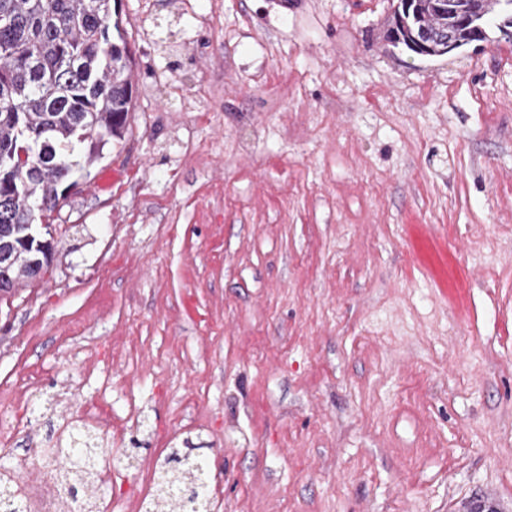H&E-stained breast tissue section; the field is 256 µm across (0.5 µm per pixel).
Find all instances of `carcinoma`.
Here are the masks:
<instances>
[{
	"label": "carcinoma",
	"mask_w": 512,
	"mask_h": 512,
	"mask_svg": "<svg viewBox=\"0 0 512 512\" xmlns=\"http://www.w3.org/2000/svg\"><path fill=\"white\" fill-rule=\"evenodd\" d=\"M438 0L400 4L387 40L429 57L446 54L442 38L464 46L477 29L437 7ZM112 0H0V296L33 286L51 272L50 231L37 221L53 212L59 188L93 166L110 140L123 137L132 111L131 58L124 37L114 41ZM98 444L70 438L51 453L67 491L97 481ZM208 481L203 462L175 449L164 458L153 512L172 499L185 512H205L197 489Z\"/></svg>",
	"instance_id": "carcinoma-1"
}]
</instances>
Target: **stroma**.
Segmentation results:
<instances>
[{"instance_id":"stroma-1","label":"stroma","mask_w":512,"mask_h":512,"mask_svg":"<svg viewBox=\"0 0 512 512\" xmlns=\"http://www.w3.org/2000/svg\"><path fill=\"white\" fill-rule=\"evenodd\" d=\"M398 0H119L121 142L0 300V470L91 402L105 503L197 446L223 512H512V39ZM439 0H411L406 9L405 0H401L397 11L398 20L395 28L386 36L393 47L400 45L407 50L421 56H443L460 46L467 45L476 40L479 32L473 25H464L457 15L441 10L437 7ZM430 32L432 37L424 38V33ZM448 33L454 38V41ZM448 39L442 41V38ZM422 41L425 44V53L418 52L414 45ZM448 44V45H447ZM447 48L448 52L445 51Z\"/></svg>"}]
</instances>
